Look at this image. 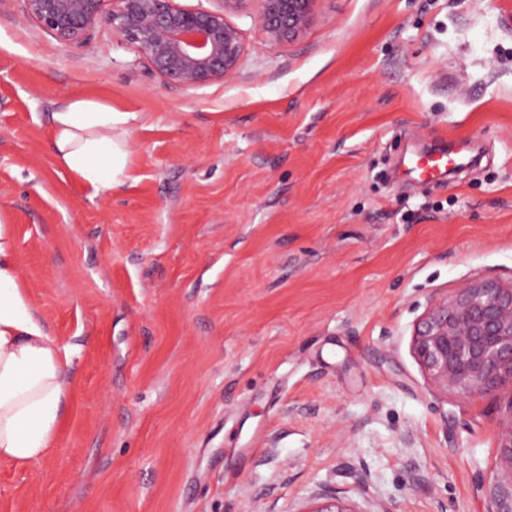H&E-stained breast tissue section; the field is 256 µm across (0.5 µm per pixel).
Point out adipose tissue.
Here are the masks:
<instances>
[{"label":"adipose tissue","mask_w":512,"mask_h":512,"mask_svg":"<svg viewBox=\"0 0 512 512\" xmlns=\"http://www.w3.org/2000/svg\"><path fill=\"white\" fill-rule=\"evenodd\" d=\"M129 112L75 97L50 114L56 166L91 196L127 179ZM73 351L47 330L20 278L10 227L0 224V460L40 463L70 407Z\"/></svg>","instance_id":"ef3b65f1"}]
</instances>
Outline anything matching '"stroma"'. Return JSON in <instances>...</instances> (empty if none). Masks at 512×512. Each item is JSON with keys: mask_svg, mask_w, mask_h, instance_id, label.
<instances>
[{"mask_svg": "<svg viewBox=\"0 0 512 512\" xmlns=\"http://www.w3.org/2000/svg\"><path fill=\"white\" fill-rule=\"evenodd\" d=\"M236 77L184 91L107 24L65 46L0 0V222L76 390L41 463L0 461V512H488L505 406L438 390L435 303L512 279V0H317ZM72 95L135 113L128 178L58 173ZM474 141L441 183L410 148Z\"/></svg>", "mask_w": 512, "mask_h": 512, "instance_id": "1", "label": "stroma"}]
</instances>
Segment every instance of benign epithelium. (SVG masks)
I'll use <instances>...</instances> for the list:
<instances>
[{
  "label": "benign epithelium",
  "mask_w": 512,
  "mask_h": 512,
  "mask_svg": "<svg viewBox=\"0 0 512 512\" xmlns=\"http://www.w3.org/2000/svg\"><path fill=\"white\" fill-rule=\"evenodd\" d=\"M27 16L60 43L78 45L105 23L135 47L169 85L196 89L235 77L244 42L226 12L248 0H221L220 10H188L176 0H23ZM260 33L281 42L310 24L317 0H254ZM415 354L440 390L474 400L506 390L499 435L500 473L480 488L489 512H512V282L478 279L429 309L413 337ZM304 512H353L326 497Z\"/></svg>",
  "instance_id": "obj_1"
}]
</instances>
